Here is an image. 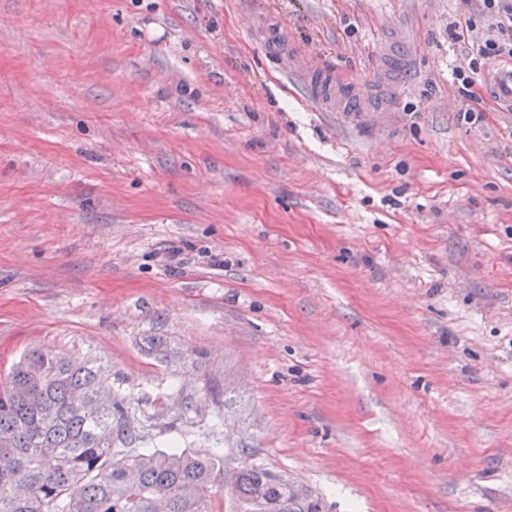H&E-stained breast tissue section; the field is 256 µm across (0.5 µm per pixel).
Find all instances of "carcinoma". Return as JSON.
<instances>
[{
    "label": "carcinoma",
    "instance_id": "carcinoma-1",
    "mask_svg": "<svg viewBox=\"0 0 512 512\" xmlns=\"http://www.w3.org/2000/svg\"><path fill=\"white\" fill-rule=\"evenodd\" d=\"M99 373L37 349L0 378V512H213L215 458L126 447L124 399L100 393ZM230 478L243 512H322L259 466Z\"/></svg>",
    "mask_w": 512,
    "mask_h": 512
}]
</instances>
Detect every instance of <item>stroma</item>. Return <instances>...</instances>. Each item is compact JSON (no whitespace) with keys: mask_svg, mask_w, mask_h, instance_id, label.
<instances>
[{"mask_svg":"<svg viewBox=\"0 0 512 512\" xmlns=\"http://www.w3.org/2000/svg\"><path fill=\"white\" fill-rule=\"evenodd\" d=\"M488 24L0 0V374L95 359L134 448L220 449L324 512H512V112L454 75ZM314 69L372 111L318 109Z\"/></svg>","mask_w":512,"mask_h":512,"instance_id":"obj_1","label":"stroma"}]
</instances>
